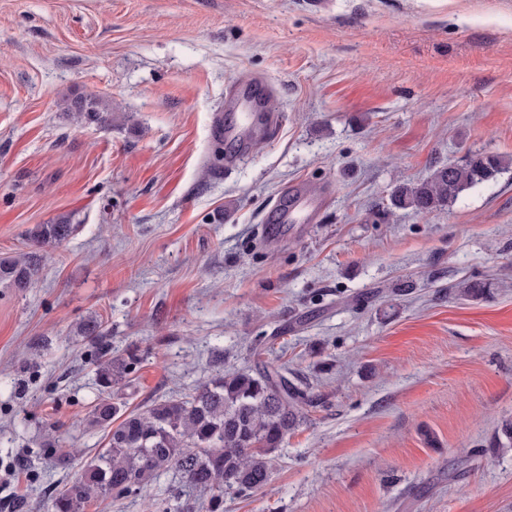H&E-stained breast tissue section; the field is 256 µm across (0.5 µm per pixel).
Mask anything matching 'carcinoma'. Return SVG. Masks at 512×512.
Masks as SVG:
<instances>
[{
    "label": "carcinoma",
    "instance_id": "carcinoma-1",
    "mask_svg": "<svg viewBox=\"0 0 512 512\" xmlns=\"http://www.w3.org/2000/svg\"><path fill=\"white\" fill-rule=\"evenodd\" d=\"M71 111L80 124L112 125V101L97 93L73 100ZM507 166L501 156L473 153L434 168L422 182L398 186L392 202L429 213L495 180ZM76 230L67 222L36 225L30 233L32 250L0 257V284L29 287L39 277L47 249L68 241ZM491 290L490 282L463 279L451 294L478 300ZM140 361L135 353L110 350L94 360L100 394L89 421L106 432V447L80 462L69 481L48 496L49 512H86L99 499L142 497L162 474L206 495L205 512H220L224 493L246 494L267 484L275 454L318 400L288 368L260 362L253 370H217L184 395L128 411L112 401V387L126 384Z\"/></svg>",
    "mask_w": 512,
    "mask_h": 512
}]
</instances>
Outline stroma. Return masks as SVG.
Returning <instances> with one entry per match:
<instances>
[{"label": "stroma", "mask_w": 512, "mask_h": 512, "mask_svg": "<svg viewBox=\"0 0 512 512\" xmlns=\"http://www.w3.org/2000/svg\"><path fill=\"white\" fill-rule=\"evenodd\" d=\"M253 82L263 137L228 106ZM90 91L111 126L72 121ZM470 152L512 161V0H0V257L78 226L0 287V512L71 477L45 433L103 447L101 350L141 354L118 391L141 408L253 367L260 338L324 402L224 512H512V164L441 210L391 204ZM294 185L321 208L262 235ZM465 278L492 297L449 296ZM77 227L67 222L36 225L30 233L31 251L15 257H0V284L7 288H28L39 277L47 248L68 241Z\"/></svg>", "instance_id": "stroma-1"}]
</instances>
